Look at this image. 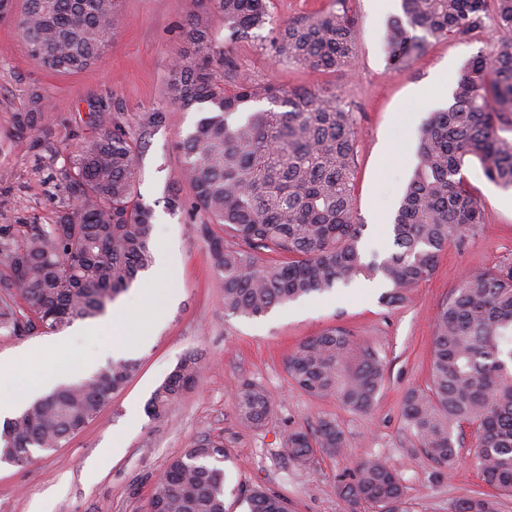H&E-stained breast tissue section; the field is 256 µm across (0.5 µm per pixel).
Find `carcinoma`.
Listing matches in <instances>:
<instances>
[{"instance_id":"1","label":"carcinoma","mask_w":512,"mask_h":512,"mask_svg":"<svg viewBox=\"0 0 512 512\" xmlns=\"http://www.w3.org/2000/svg\"><path fill=\"white\" fill-rule=\"evenodd\" d=\"M228 39L270 22L267 0H214ZM203 0H184L189 45L171 67L169 90L183 108L207 105L182 143L183 178L207 216L198 230L208 243L224 314L259 318L275 307L321 295L358 277L381 275L386 304L410 300L430 279L448 242L484 223L469 192L466 171L478 166L491 183L512 189V40L495 43L458 72L447 108L433 113L418 138L417 163L391 222L394 250L366 258L363 225L352 207L355 122L341 94H291L270 84L237 79L226 86ZM512 31V0H401L387 25L389 64L409 65L430 40L466 38L486 19ZM124 23L119 0H25L18 21L29 56L59 74L94 64ZM272 52L313 71L349 68L355 57L353 21L344 12H318L275 27ZM267 102L268 107L251 109ZM49 105L19 114L18 130L48 121ZM138 142L122 127L99 134L73 153L64 172L68 207L48 227L26 226L0 248V331L25 336L91 319L154 264L153 211L137 191ZM274 258L261 262L258 254ZM429 384L409 391L406 428L431 462L455 471L454 432L476 426L470 463L483 482L512 494V265L464 278L437 310ZM290 379L316 397H336L369 410L384 368L367 346L335 329L301 341L288 355ZM138 370L113 360L89 378L55 388L0 427V461L30 462L60 446L100 413L112 393ZM200 377L197 359L181 361L147 402L153 418ZM241 420L263 425L271 411L265 391L244 383L235 393ZM339 452L345 436L322 419L312 431L286 437L291 461L305 466L314 449ZM228 454L202 440L170 460L155 483L150 512H226ZM352 512L371 503L378 512H409L397 473L379 459L360 463L338 486ZM247 512H288L287 502L262 488L243 493ZM453 512H498L494 497L476 495Z\"/></svg>"}]
</instances>
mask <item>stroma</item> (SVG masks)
Listing matches in <instances>:
<instances>
[{
	"mask_svg": "<svg viewBox=\"0 0 512 512\" xmlns=\"http://www.w3.org/2000/svg\"><path fill=\"white\" fill-rule=\"evenodd\" d=\"M183 0H121L124 25L92 67L53 74L29 57L14 19H0V226L52 223L67 202L63 173L84 141L121 125L140 137L138 191L154 214L155 245L168 246L171 264L160 285L174 289L161 301L163 323L134 353L139 368L102 408L98 417L55 450L29 464L0 463V512H147L156 481L170 458L200 440L222 443L230 457L225 506L247 512L239 489L263 488L280 495L289 512H376L370 504L351 509L337 492L356 464L374 458L400 477L411 512H451L458 500L486 492L469 461L476 428L461 425L459 464L447 472L417 446L402 418L406 393L425 387L433 349V317L465 275L512 264V190L489 182L479 168L467 173L484 222L451 241L435 274L414 288L410 301L388 306L380 289L359 279L348 288L300 299L294 312L260 318L225 316L208 248L196 227L204 214L183 180L181 144L202 113L167 97L172 64L185 52ZM341 10L354 17L355 64L348 70L315 72L275 57L269 28L248 38L225 39L224 16L205 0L201 15L218 52L229 55L237 76L287 90L327 88L343 94L357 134L352 204L363 224L365 253L388 255L389 224L417 162L422 123L445 107L461 66L511 33L486 23L471 37L431 42L403 69H391L384 49L388 21L400 0H268L273 25L303 20L316 11ZM51 105L46 127L25 136L15 131L16 113L33 96ZM178 195L181 206L166 200ZM346 330L373 350L384 381L370 411L337 399L314 397L290 379L286 361L295 346L328 330ZM55 336L0 335V359L16 363L0 380V397H23L29 383L61 364L79 369L100 355L106 334L76 335L68 355L55 353ZM201 365L198 382L175 400L164 418L146 411L153 392L185 358ZM262 386L272 411L261 428L244 424L234 403L242 382ZM336 422L345 436L342 452L317 450L308 466L289 461V431H309L321 419ZM121 450L101 451L113 440Z\"/></svg>",
	"mask_w": 512,
	"mask_h": 512,
	"instance_id": "35a3bbf8",
	"label": "stroma"
}]
</instances>
